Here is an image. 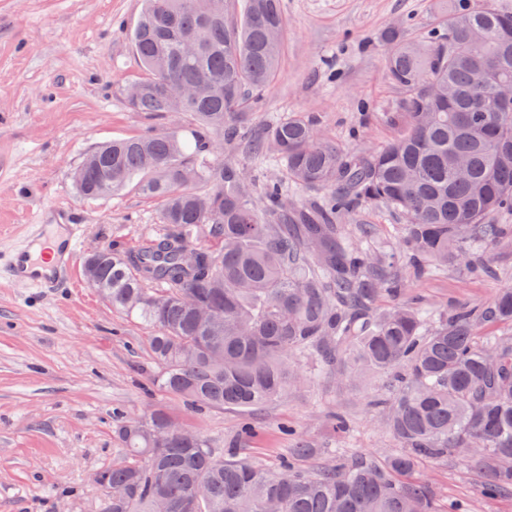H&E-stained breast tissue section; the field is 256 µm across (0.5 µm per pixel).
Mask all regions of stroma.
I'll use <instances>...</instances> for the list:
<instances>
[{
    "instance_id": "35a3bbf8",
    "label": "stroma",
    "mask_w": 512,
    "mask_h": 512,
    "mask_svg": "<svg viewBox=\"0 0 512 512\" xmlns=\"http://www.w3.org/2000/svg\"><path fill=\"white\" fill-rule=\"evenodd\" d=\"M141 8V0H0L1 263L34 249L66 218L84 227L82 256L162 231L158 203L135 186L84 199L70 178L99 143L192 122L187 113L157 117L128 105L144 75L129 41ZM282 9L278 74L252 98L246 133L302 112L345 152L383 145L387 115L402 97L388 78L387 53L393 39L415 40L438 27L446 15L441 0H282ZM403 222L363 204L345 229L353 235L372 225L384 250L401 255ZM493 262L502 272L497 282L451 272L408 288L439 312L483 302L512 286V245L496 249ZM149 336L141 321L113 310L83 270L49 293L0 275V512H100L92 476L122 455L117 411L134 417L165 408L218 454L242 448L273 470L298 436L320 453L345 448L377 459L395 446L370 406L386 378H320L305 361L304 383L254 413L191 411L157 385ZM337 413L348 421L346 434L334 428ZM248 419L256 431L244 440ZM418 475L443 510L463 500L471 512H512V500L482 496L466 460L426 462Z\"/></svg>"
}]
</instances>
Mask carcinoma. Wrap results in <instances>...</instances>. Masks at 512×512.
I'll list each match as a JSON object with an SVG mask.
<instances>
[{"label": "carcinoma", "mask_w": 512, "mask_h": 512, "mask_svg": "<svg viewBox=\"0 0 512 512\" xmlns=\"http://www.w3.org/2000/svg\"><path fill=\"white\" fill-rule=\"evenodd\" d=\"M130 33L147 76L129 101L166 116L165 82L198 84L182 111L229 144L271 156L288 180L330 193L288 206L277 181L262 207L243 169L194 146L175 126L94 148L73 169L85 198L133 183L160 204L162 232L119 250L95 247V288L113 308L151 327L159 386L190 409L245 411L282 398L303 381L298 359L320 374L366 370L391 376L382 401L397 449L379 463L354 454L305 470L300 438L288 462L263 464L216 453L162 409L116 415L122 458L97 471L112 487L101 512H437L422 460L476 457L483 494L512 499V287L482 304L434 313L407 297V281L369 232L353 245L340 221L358 203L378 204L406 221L404 246L416 278L455 270L494 275L489 251L512 241V112H496L500 84H512V11L482 0H448V25L388 56V75L404 96L388 113L393 137L365 155L327 141L297 113L249 141L239 117L279 65L281 0H142ZM471 161L460 177L455 163ZM188 170L198 192L184 184ZM204 238L206 248L194 246Z\"/></svg>", "instance_id": "cac0c4a2"}]
</instances>
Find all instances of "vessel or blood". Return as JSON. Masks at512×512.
<instances>
[{
	"label": "vessel or blood",
	"instance_id": "b4317fda",
	"mask_svg": "<svg viewBox=\"0 0 512 512\" xmlns=\"http://www.w3.org/2000/svg\"><path fill=\"white\" fill-rule=\"evenodd\" d=\"M82 237V227L71 224L67 227L65 240L59 243L53 252L43 250L19 253L8 270L13 277L24 280L25 284L34 288L55 287L61 279L67 278L71 272V261L77 252Z\"/></svg>",
	"mask_w": 512,
	"mask_h": 512
}]
</instances>
